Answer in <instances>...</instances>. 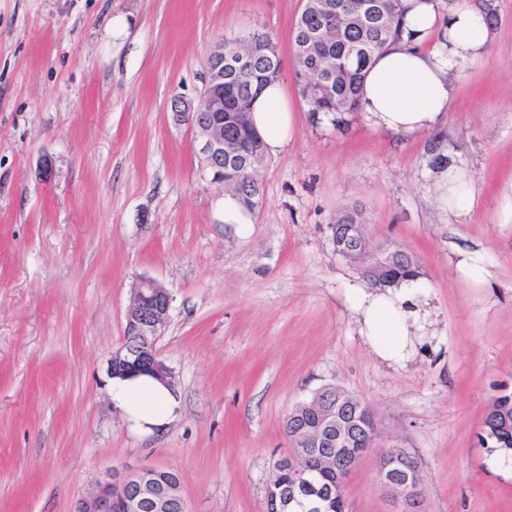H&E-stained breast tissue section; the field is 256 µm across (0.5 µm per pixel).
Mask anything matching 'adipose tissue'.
<instances>
[{"instance_id":"obj_1","label":"adipose tissue","mask_w":512,"mask_h":512,"mask_svg":"<svg viewBox=\"0 0 512 512\" xmlns=\"http://www.w3.org/2000/svg\"><path fill=\"white\" fill-rule=\"evenodd\" d=\"M403 3V37L378 54L366 70L359 113L374 130L407 138L443 126L454 78L484 56L493 27L472 0ZM248 119L272 154L287 150L295 140L297 112L281 80L263 86L251 103ZM433 184L444 215L468 218L479 201L478 188L460 166H439ZM348 298L369 353L382 363L403 366L435 350L436 313L423 276L408 275L386 287L354 282L348 286ZM108 388L138 433H153L177 413L173 392L151 377L114 378Z\"/></svg>"}]
</instances>
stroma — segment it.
I'll return each mask as SVG.
<instances>
[{"mask_svg":"<svg viewBox=\"0 0 512 512\" xmlns=\"http://www.w3.org/2000/svg\"><path fill=\"white\" fill-rule=\"evenodd\" d=\"M490 2L494 37L444 126L397 141L309 112L291 41L303 0H0V512H76L129 467L176 472L190 512H266L272 463L291 447L284 421L328 385L379 426L346 480L349 512H396L377 479L384 448L418 461L423 512H512V476L479 444L492 398L512 390V0ZM115 9L136 27L112 59ZM254 28L277 43L299 127L258 167L242 237L170 102L198 97L213 48ZM439 155L482 191L465 222L438 210ZM347 217L370 251L417 260L439 312L434 359L393 368L364 348L346 301L363 275L331 240ZM457 249L482 252L492 289L456 275ZM144 278L173 297L158 348L179 400L151 434L108 391Z\"/></svg>","mask_w":512,"mask_h":512,"instance_id":"1","label":"stroma"}]
</instances>
